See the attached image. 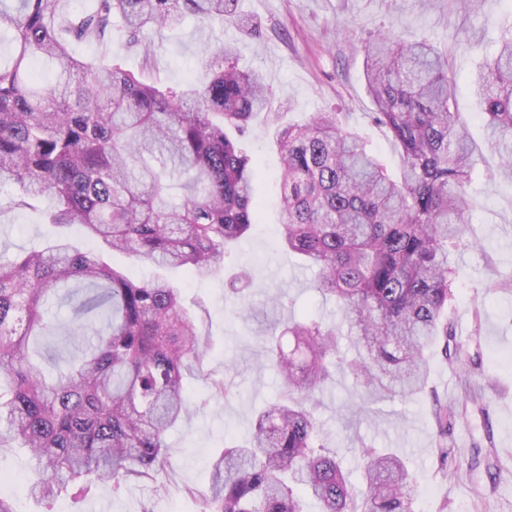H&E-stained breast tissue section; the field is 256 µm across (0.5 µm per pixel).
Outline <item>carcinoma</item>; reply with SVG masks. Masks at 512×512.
<instances>
[{"instance_id": "1", "label": "carcinoma", "mask_w": 512, "mask_h": 512, "mask_svg": "<svg viewBox=\"0 0 512 512\" xmlns=\"http://www.w3.org/2000/svg\"><path fill=\"white\" fill-rule=\"evenodd\" d=\"M0 0V186L30 208L48 198L46 223L77 225L89 244L57 237L41 250L0 254V448H25L36 478L30 495L50 504L100 484L117 491L150 480L166 464V433L191 417L183 380L206 351L180 288L110 265L105 250L142 266L190 276L224 271L226 247L258 224V164L240 137L264 110L263 78L238 68L232 49L201 88H174L154 71L141 36L182 16L224 24L235 0H96L74 15L64 0ZM141 52L134 72L112 61V19ZM100 48L90 58L74 44ZM373 118L401 154L388 173L340 112L280 124L283 248L318 272L315 288L336 301L340 323L288 318L265 339L282 381L281 400L261 412L249 441L210 463L201 512H415V481L393 452L363 448L365 488L352 496L337 451L319 444L316 395L334 368L379 398L420 393L429 349L448 354V252L469 224L464 188L477 147L453 108L448 51L391 31L362 45ZM40 59L53 65L43 78ZM489 137L512 179V21L493 58L474 76ZM68 289V339L79 364L54 379L31 357L57 324L46 305ZM347 338L352 354L341 351Z\"/></svg>"}]
</instances>
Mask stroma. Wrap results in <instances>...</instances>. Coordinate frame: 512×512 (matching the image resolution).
Wrapping results in <instances>:
<instances>
[{
	"label": "stroma",
	"instance_id": "obj_1",
	"mask_svg": "<svg viewBox=\"0 0 512 512\" xmlns=\"http://www.w3.org/2000/svg\"><path fill=\"white\" fill-rule=\"evenodd\" d=\"M511 12L507 0H483L480 10L469 14L459 11L456 0H238L223 25L207 27L187 16L153 37L154 66L167 85H201L209 76L207 46H231L239 68L262 75L270 111L285 113L292 123L315 112L343 113L347 128L393 174L400 156L387 131L372 120L361 45L373 32L390 29L447 48L455 106L479 149L467 189L471 241L448 254L456 272L448 309L456 339L470 345L468 370L451 368L434 352L423 393L368 404L339 370L316 413L326 446L342 455L353 494L363 489L361 447L387 448L405 457L415 472L416 512H512V290L499 287L512 278V181L496 175L499 156L477 117L470 84ZM245 145L259 163L255 189L265 208L259 226L233 246L226 265L251 270L257 283L251 313L240 312L225 296L223 277L164 272L181 287L183 305L199 323L207 349L202 371L184 379L192 417L167 435L169 463L160 474L166 493L155 495L147 482L129 484L118 494L102 484L82 502L60 495L53 512H142L146 506L153 512H201L211 459L248 440L258 412L281 392L257 339L265 316L285 320L305 313L336 322L335 302L312 287L314 271L301 268L275 233L280 186L272 127L254 121ZM18 193L17 186L0 187V253L9 257L43 247L56 234L41 222L51 201H40L34 211L19 209ZM273 295L281 297L282 307H271ZM214 379L231 381L232 397L200 406ZM442 406L460 414L448 433L444 464L435 453V413ZM31 466L25 451L0 448V493L11 497L15 512H43V504L24 490Z\"/></svg>",
	"mask_w": 512,
	"mask_h": 512
}]
</instances>
